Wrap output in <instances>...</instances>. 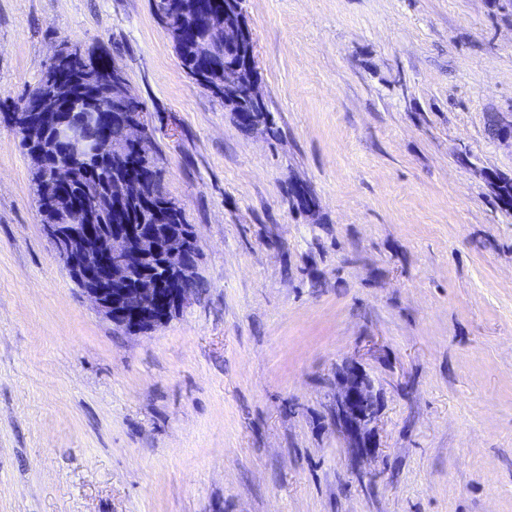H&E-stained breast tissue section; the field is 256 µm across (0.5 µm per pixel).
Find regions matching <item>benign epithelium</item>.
<instances>
[{"label": "benign epithelium", "instance_id": "7a95c632", "mask_svg": "<svg viewBox=\"0 0 512 512\" xmlns=\"http://www.w3.org/2000/svg\"><path fill=\"white\" fill-rule=\"evenodd\" d=\"M205 21L212 39L198 48L197 78L203 80L215 70L210 61L212 45L233 46L240 60L224 63V99L264 104L244 9L233 14L209 11ZM53 57L56 67L46 82L22 102L19 111L6 113L9 125L33 148L34 157L43 154L46 141L61 150V160L44 176V200L55 205L75 172L106 149L118 161L120 174L107 187L111 226L100 223L103 202L90 205L74 199L67 206L65 223L45 224L44 232L70 277L113 326L130 333L152 330L192 298L183 284L196 265L197 252L193 237L180 224H136L127 219L135 203L157 212L146 193L154 179V167L144 161L150 147L149 114L118 64L103 70L79 69L83 51L72 44L59 48ZM114 123L122 128L117 141L112 140ZM332 413L352 437L353 447L365 456L375 453L380 406L359 364L336 371Z\"/></svg>", "mask_w": 512, "mask_h": 512}]
</instances>
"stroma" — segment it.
Masks as SVG:
<instances>
[{
    "instance_id": "stroma-1",
    "label": "stroma",
    "mask_w": 512,
    "mask_h": 512,
    "mask_svg": "<svg viewBox=\"0 0 512 512\" xmlns=\"http://www.w3.org/2000/svg\"><path fill=\"white\" fill-rule=\"evenodd\" d=\"M243 8L274 135L150 0H0V112L63 43L117 61L205 281L113 327L0 122V512H512V0ZM350 362L381 400L367 458L332 420Z\"/></svg>"
}]
</instances>
